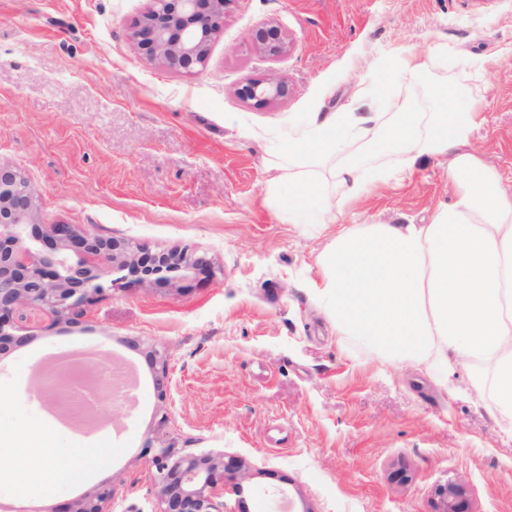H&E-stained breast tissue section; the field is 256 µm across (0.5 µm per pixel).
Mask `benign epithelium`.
I'll return each mask as SVG.
<instances>
[{"instance_id": "benign-epithelium-1", "label": "benign epithelium", "mask_w": 512, "mask_h": 512, "mask_svg": "<svg viewBox=\"0 0 512 512\" xmlns=\"http://www.w3.org/2000/svg\"><path fill=\"white\" fill-rule=\"evenodd\" d=\"M133 39L151 61L187 73L204 67L210 44L224 27L231 0H150ZM258 51L277 57L286 51L280 29L257 28L250 37ZM281 77L247 81L240 95L258 104L284 98ZM204 254L171 249L142 257L141 249L124 239L103 238L79 224H43L37 218L36 191L14 168L0 163V362L39 338L31 319L50 317L47 328L78 325L86 307L116 285L135 286L146 280L171 282L204 272ZM144 354L153 372L158 403L170 388L168 356L162 347L125 340ZM40 400L66 407L69 390L34 381L27 389ZM160 504L159 512H224V480L242 490L243 463L211 451H188L155 430L141 453ZM437 512H469L461 483L438 488ZM112 484L102 483L75 499L67 512H112Z\"/></svg>"}]
</instances>
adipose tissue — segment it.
I'll return each instance as SVG.
<instances>
[{"label":"adipose tissue","instance_id":"adipose-tissue-1","mask_svg":"<svg viewBox=\"0 0 512 512\" xmlns=\"http://www.w3.org/2000/svg\"><path fill=\"white\" fill-rule=\"evenodd\" d=\"M374 94L362 86L354 111L317 113L289 140L287 155L333 154L341 150L340 136H348L352 147L338 176L351 199L366 183L389 178L368 169L367 153L390 145L410 166L448 155L456 199L427 224L341 230L318 257V303L340 335L359 337L386 358L437 369L447 380L467 369L477 392L493 394L495 416L512 432V192L495 169L464 151L474 119L457 114L448 88L437 92L441 111L423 116L406 107L393 125L382 113H363ZM271 194L289 223L315 211L331 216L326 187L290 168ZM5 441L16 463L0 469V481L21 488L23 497L85 473L81 464H58L52 449L31 452L15 433Z\"/></svg>","mask_w":512,"mask_h":512}]
</instances>
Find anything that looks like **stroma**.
I'll use <instances>...</instances> for the list:
<instances>
[{
	"mask_svg": "<svg viewBox=\"0 0 512 512\" xmlns=\"http://www.w3.org/2000/svg\"><path fill=\"white\" fill-rule=\"evenodd\" d=\"M150 0H0V162L37 191L45 224H82L152 255L207 253L212 269L164 286L107 292L82 325L47 329L0 366V428L44 429L59 461L77 437L48 423L26 394L36 358L84 348L135 365L139 405L104 444L84 481L32 501L0 486L16 512H63L100 483L112 512H157L139 453L163 429L178 447L242 460V488L224 484L226 512H435L436 489L461 480L470 512H512V434L477 394L465 368L452 384L408 363L380 361L340 336L315 300L318 255L332 231L292 224L270 195L288 134L317 112H348L381 60L415 53L419 79L380 83L386 117L400 101L438 112L436 87L480 110L466 145L512 189V0H231L205 67L189 75L146 59L132 38ZM277 25L288 51L249 47ZM284 77L286 99L238 94L250 79ZM340 156L290 158L292 171L329 186L340 227L426 224L455 198L444 157L398 180L368 185L345 204ZM162 346L171 386L158 410L152 373L125 347ZM281 488L285 499L266 491Z\"/></svg>",
	"mask_w": 512,
	"mask_h": 512,
	"instance_id": "stroma-1",
	"label": "stroma"
}]
</instances>
